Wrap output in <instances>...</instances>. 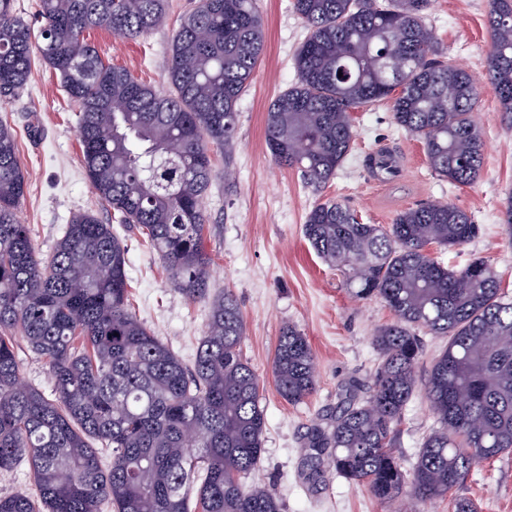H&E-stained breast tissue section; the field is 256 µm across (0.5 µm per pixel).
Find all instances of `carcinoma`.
I'll return each instance as SVG.
<instances>
[{
    "label": "carcinoma",
    "mask_w": 512,
    "mask_h": 512,
    "mask_svg": "<svg viewBox=\"0 0 512 512\" xmlns=\"http://www.w3.org/2000/svg\"><path fill=\"white\" fill-rule=\"evenodd\" d=\"M167 0H39L34 26L0 0V101L27 84L32 57L59 75L80 108L82 161L101 200L144 234L171 285L210 319L192 367L132 313L126 249L91 212L75 214L47 261L16 219L27 181L14 129L0 120V471L24 461L39 497L0 496V512H281L277 498L241 479L260 462L266 427L260 381L241 354L245 322L229 290L209 288L203 198L218 173L211 147L234 138L236 103L264 53L254 0H201L171 45L170 93L103 61L93 28L146 36ZM430 0H293L309 30L297 83L270 105L266 143L310 184L328 182L351 149V111L389 100L395 123L423 141L433 172L471 185L483 166L473 118L479 78L435 61L423 20ZM485 78L512 123V0H491ZM125 105L115 112L112 103ZM304 236L343 272L353 297L382 298L395 320L380 327L366 396L345 390L326 426L310 428L301 475L313 489L334 473L403 512L449 500L471 471L512 452V299L488 261L448 268L427 250L458 247L476 232L468 214L427 203L387 226L364 224L345 204L315 205ZM448 337L419 379L417 331ZM48 366L56 400L20 376L14 335ZM276 391L304 401L316 356L284 328L273 358ZM436 416L411 472L393 452L416 390ZM100 444L110 451L102 467Z\"/></svg>",
    "instance_id": "obj_1"
}]
</instances>
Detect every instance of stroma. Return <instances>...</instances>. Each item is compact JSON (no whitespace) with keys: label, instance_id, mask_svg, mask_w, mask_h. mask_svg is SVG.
Here are the masks:
<instances>
[{"label":"stroma","instance_id":"stroma-1","mask_svg":"<svg viewBox=\"0 0 512 512\" xmlns=\"http://www.w3.org/2000/svg\"><path fill=\"white\" fill-rule=\"evenodd\" d=\"M167 2L165 26L147 36L126 39L101 28L86 34L104 61L164 92L170 89V42L200 0ZM255 7L266 48L237 101L232 144L211 152L218 176L203 200L209 218L204 245L212 258L210 285L214 292L228 289L236 295L245 321L242 354L264 387V453L245 482L265 486L282 512H389L364 487L344 478L332 474L311 489L301 476L308 429L322 424L346 384L372 385L379 363L373 336L394 319L382 299L348 295L342 273L317 256L303 235V224L311 208L327 200L348 205L364 223L383 225L421 204H454L476 224V234L456 248L430 245L431 255L454 269L485 258L512 295V230L501 221L505 199L512 195V125L500 110L494 87L484 79L489 0H431L424 14L437 37L438 61L465 68L481 80L473 115L485 144L484 161L479 179L470 186L434 174L422 141L395 124L387 100L352 110L351 150L327 184H308L297 169L276 164L266 144V112L295 84V57L308 30L292 0H255ZM78 115L77 103L55 72L38 60L19 97L0 102V119L16 131L28 177L17 218L29 226L42 259L52 254L75 213L89 211L111 225L126 248L133 312L185 365H192L210 306L190 302L175 290L137 229L122 223L97 196L82 163ZM382 152L395 159V175L374 168L372 159ZM286 324L307 336L317 360L316 390L298 404L281 398L273 382L275 348ZM434 425L428 401L415 393L394 448L404 470H412ZM455 494L472 499L480 512H512V453L474 469Z\"/></svg>","mask_w":512,"mask_h":512}]
</instances>
